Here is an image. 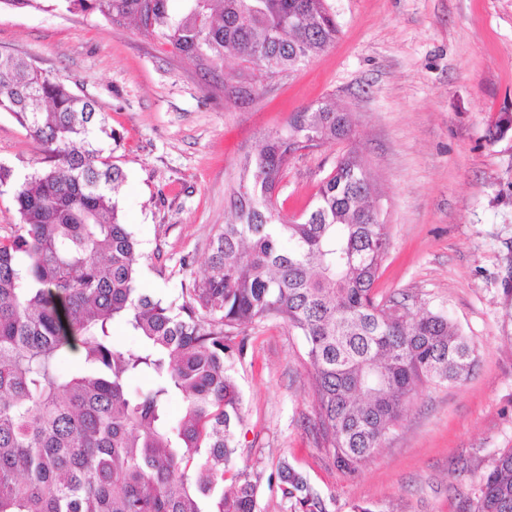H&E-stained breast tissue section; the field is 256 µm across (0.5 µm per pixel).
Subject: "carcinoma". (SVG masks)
<instances>
[{
	"mask_svg": "<svg viewBox=\"0 0 512 512\" xmlns=\"http://www.w3.org/2000/svg\"><path fill=\"white\" fill-rule=\"evenodd\" d=\"M178 2V7L171 2ZM134 26L219 78L224 61L286 74L332 47L328 0H0ZM0 112L45 147L14 178L20 215L0 238V512H261L260 473L235 469L242 398L235 330L280 321L303 340L319 433L336 467L355 473L424 382L456 383L477 355L441 312L374 292L388 249L380 195L355 149L339 157L312 206H277L288 161L353 136L333 100L288 118L240 156L233 218L178 312L140 288L142 253L122 222L112 163L118 140L96 104L21 58L0 62ZM120 322L134 348L112 339ZM149 386L135 388L136 379ZM182 399L173 418L170 402ZM279 489L291 512H325L288 461ZM231 481V486L224 483ZM471 512H512V448L498 452Z\"/></svg>",
	"mask_w": 512,
	"mask_h": 512,
	"instance_id": "cac0c4a2",
	"label": "carcinoma"
}]
</instances>
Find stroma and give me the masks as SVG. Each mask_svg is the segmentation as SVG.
<instances>
[{
    "instance_id": "stroma-1",
    "label": "stroma",
    "mask_w": 512,
    "mask_h": 512,
    "mask_svg": "<svg viewBox=\"0 0 512 512\" xmlns=\"http://www.w3.org/2000/svg\"><path fill=\"white\" fill-rule=\"evenodd\" d=\"M330 50L255 97L225 102L195 62L93 15L0 11V51L31 60L96 102L120 135L112 161L123 221L140 244L144 291L180 303L230 219L240 156L326 98L353 114L351 144L299 152L279 201L306 209L347 146L382 195L389 239L380 298L440 311L474 346L458 383L418 387L382 447L348 474L323 447L304 345L287 325L244 329L233 374L243 396L236 467L261 472L263 512H282L280 461L326 512H469L496 453L512 448V0H329ZM42 143L0 112V164L21 177Z\"/></svg>"
}]
</instances>
